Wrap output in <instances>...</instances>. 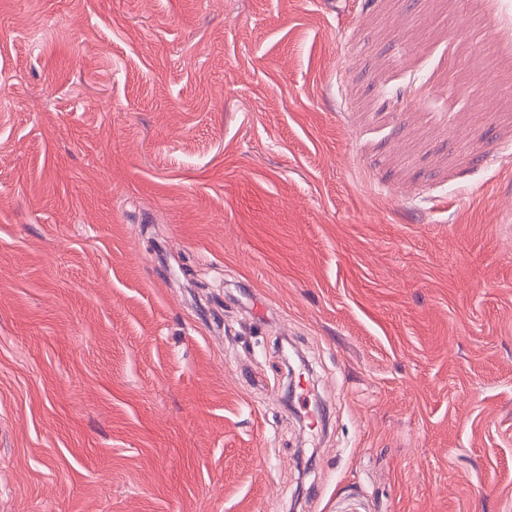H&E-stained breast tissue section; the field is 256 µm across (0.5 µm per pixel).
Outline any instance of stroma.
Masks as SVG:
<instances>
[{"instance_id":"35a3bbf8","label":"stroma","mask_w":512,"mask_h":512,"mask_svg":"<svg viewBox=\"0 0 512 512\" xmlns=\"http://www.w3.org/2000/svg\"><path fill=\"white\" fill-rule=\"evenodd\" d=\"M468 10L0 0V512H512Z\"/></svg>"}]
</instances>
